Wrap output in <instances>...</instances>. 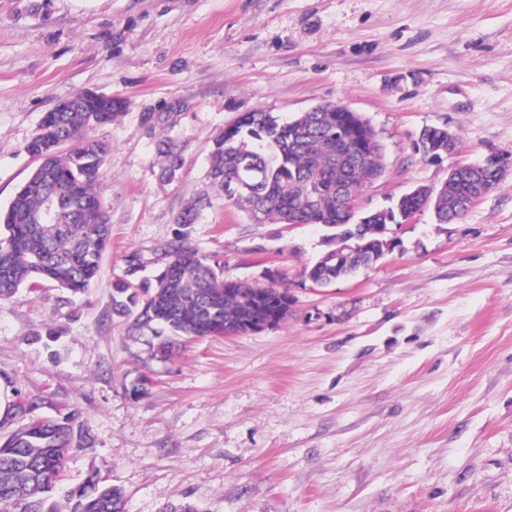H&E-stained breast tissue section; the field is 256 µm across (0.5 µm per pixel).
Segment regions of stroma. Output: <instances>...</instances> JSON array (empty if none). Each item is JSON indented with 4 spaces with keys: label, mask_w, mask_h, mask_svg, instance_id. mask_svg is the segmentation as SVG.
I'll list each match as a JSON object with an SVG mask.
<instances>
[{
    "label": "stroma",
    "mask_w": 512,
    "mask_h": 512,
    "mask_svg": "<svg viewBox=\"0 0 512 512\" xmlns=\"http://www.w3.org/2000/svg\"><path fill=\"white\" fill-rule=\"evenodd\" d=\"M83 89L126 101L91 132L111 147V247L82 296L43 282L0 301V385L37 417L77 411L94 439L66 483L98 470L126 512H512V177L458 222L394 226L376 263L327 286L304 269L330 228L254 223L207 178L244 113L325 101L385 147L361 211L447 179L415 149L424 127L455 130L464 163L512 152V0H0V207L43 113ZM181 233L225 279L287 289V319L157 359L112 288L135 253L137 280L156 275ZM358 118V127L360 133L364 135L366 138L365 144L368 148V151L372 154H375L377 157L375 158L376 164L381 168L384 167V154H383V145L379 139V136L375 129L371 126V124L364 119L361 115H356ZM158 150L164 158L163 176L167 179L175 178L180 170V153L177 145L171 140L163 139Z\"/></svg>",
    "instance_id": "stroma-1"
}]
</instances>
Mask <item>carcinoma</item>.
<instances>
[{
	"mask_svg": "<svg viewBox=\"0 0 512 512\" xmlns=\"http://www.w3.org/2000/svg\"><path fill=\"white\" fill-rule=\"evenodd\" d=\"M125 101L101 105L91 101L68 112H47L25 151L38 159L9 205L0 210V301L28 284L52 282L73 295L82 294L97 276L104 252L111 244L108 210L97 185L110 154V146L87 136L93 126L117 120ZM343 128L351 141L359 138L350 112H303L288 122L270 112H247L239 124L215 138L208 178L224 199L243 207L256 221L288 223V214L300 224H323L338 229L336 242L354 239L355 252L336 260L326 252L304 274L329 284L356 273L371 257L383 256L387 226L399 223L400 213L432 204L441 224L462 219L459 200L477 192L492 177L487 168L465 166L458 178L431 200L405 195L392 206L371 214L364 223L350 221L336 186L355 190L363 182L354 165L336 166V141L330 133ZM164 158L163 176L180 170L177 145L159 143ZM250 156L253 167L239 169V156ZM60 195L66 211L60 223L36 221L47 199ZM202 200L187 203L176 218L184 226L198 217ZM165 263L155 285L139 286L120 280L113 288L112 311L135 315L134 324L161 325L173 336L159 343L162 356L172 357L180 338H201L224 333V315L250 314V299L267 294L269 310L285 319L292 298L288 290L249 282H224L223 270L198 254L181 236L163 248ZM35 399L18 398L11 420L18 424L0 444V512H124L125 493L101 481L97 471L70 488L66 510L55 499L67 457L92 446V438L77 422L76 414L49 417L35 425L27 415L38 407Z\"/></svg>",
	"mask_w": 512,
	"mask_h": 512,
	"instance_id": "obj_1",
	"label": "carcinoma"
}]
</instances>
